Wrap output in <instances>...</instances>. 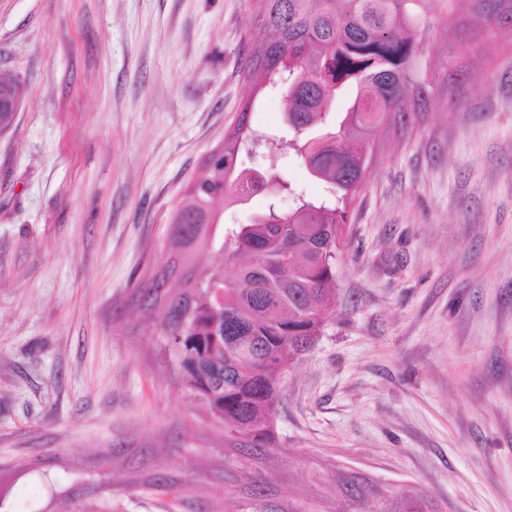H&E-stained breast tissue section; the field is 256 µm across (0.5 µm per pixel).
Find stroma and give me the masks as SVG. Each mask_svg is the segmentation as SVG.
Wrapping results in <instances>:
<instances>
[{"instance_id":"obj_1","label":"stroma","mask_w":512,"mask_h":512,"mask_svg":"<svg viewBox=\"0 0 512 512\" xmlns=\"http://www.w3.org/2000/svg\"><path fill=\"white\" fill-rule=\"evenodd\" d=\"M427 107L373 138L337 312L282 377L278 445L187 398L134 287L239 113L253 0H0V512H336L343 472L512 512V31L424 18ZM281 95L251 127L287 146Z\"/></svg>"}]
</instances>
